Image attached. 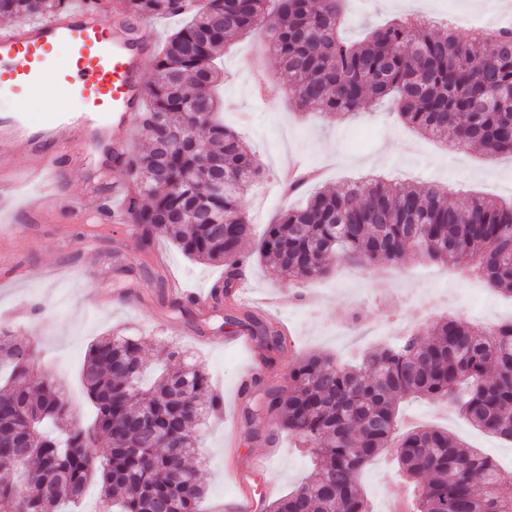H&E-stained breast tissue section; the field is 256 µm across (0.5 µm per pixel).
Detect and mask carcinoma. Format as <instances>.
Listing matches in <instances>:
<instances>
[{
    "label": "carcinoma",
    "mask_w": 512,
    "mask_h": 512,
    "mask_svg": "<svg viewBox=\"0 0 512 512\" xmlns=\"http://www.w3.org/2000/svg\"><path fill=\"white\" fill-rule=\"evenodd\" d=\"M345 0H112L125 18L185 15L155 57L140 113L144 151L113 159L126 174L123 209L153 255L165 236L188 258L224 267L210 287L212 308L231 298L251 254L241 197L262 171L219 115L212 90L226 44L266 26L296 107L352 118L387 97L399 119L455 146L512 155V28L467 33L401 15L360 41L340 36ZM71 0H0V18L25 24L69 9ZM447 186H402L380 178L314 193L302 209L267 225L259 256L297 283L344 262H395L409 250L478 273L512 297V202L474 195L459 207ZM260 348L287 344L277 323L246 312L224 315ZM430 336L432 340L422 341ZM161 372L149 387L133 336L90 345L83 382L94 408L74 425L69 401L34 367V349L0 326V505L10 512L77 507L86 486H101L102 512H198L204 487L188 466L197 425L223 407L203 365L175 345L157 351ZM426 397L456 406L472 426L512 442V320L481 327L440 319L356 365L308 354L271 389L265 414L306 449L313 470L267 512H369L359 480L385 448L419 490L414 512H512V476L496 460L445 431L398 429L400 403ZM108 452H92L98 440Z\"/></svg>",
    "instance_id": "obj_1"
}]
</instances>
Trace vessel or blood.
Wrapping results in <instances>:
<instances>
[{
  "label": "vessel or blood",
  "mask_w": 512,
  "mask_h": 512,
  "mask_svg": "<svg viewBox=\"0 0 512 512\" xmlns=\"http://www.w3.org/2000/svg\"><path fill=\"white\" fill-rule=\"evenodd\" d=\"M66 46L57 56V46ZM156 49L153 29L126 18H107L80 6L65 14L0 34V97L13 109L0 115V141L27 158L24 173L0 156V201L13 197L20 181L41 184L25 202L28 212L48 209L79 219L58 185L64 169L88 170L97 163L102 138L120 137L127 119L141 109L148 66ZM56 76V91H47L46 73ZM39 95L48 112L38 126L27 123L22 102ZM267 460L258 457L249 468H231L239 488L227 512H258L251 479L265 474Z\"/></svg>",
  "instance_id": "1"
}]
</instances>
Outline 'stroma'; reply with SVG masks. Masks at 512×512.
<instances>
[{
  "label": "stroma",
  "mask_w": 512,
  "mask_h": 512,
  "mask_svg": "<svg viewBox=\"0 0 512 512\" xmlns=\"http://www.w3.org/2000/svg\"><path fill=\"white\" fill-rule=\"evenodd\" d=\"M401 10L413 12L410 0H403L397 9L390 0H347L343 34L351 40L363 38L368 29ZM222 62L231 77L219 90L224 123L246 139L265 174L242 200L253 237H260L265 224L313 193L310 185L291 198L282 192L283 168L298 161L318 170L321 185L332 190L349 179L383 175L404 185L448 186L456 204L476 192L512 199L511 156L490 157L477 147L464 149L426 138L400 121L393 102L351 122L320 114L302 121L290 96L274 100L260 96L251 69L267 72L279 85L288 83L278 59L267 49L263 29L231 42ZM90 181V175L79 169L65 170L61 176L66 195L83 213L82 223L52 212L36 224L0 222V269L8 266L15 271L12 277L0 278V324L8 326L19 342L34 346L37 370L71 394L80 418L91 415L80 382L81 366L99 337L112 333L139 337L142 357L149 364L162 341L202 362L224 400L222 414L201 428L196 469L205 487L203 512H218L236 494L235 482L225 470V430L235 434L238 465H248L257 454L267 456V478L275 483L277 494L288 493L310 473L309 455L290 437L281 436L273 446L266 444L273 424L261 410L269 389L287 387L288 371L301 356L320 353L347 361L385 344V337L373 335L370 327L390 309L410 330L446 315L473 320L474 309L485 303L502 318L512 317L511 298L481 282L474 292H467L462 281H450L448 267L411 253L393 263L340 265L304 288L254 257L247 276L256 297L301 291L309 298L322 297L323 302L314 315L293 304L280 311L278 319L290 331L291 342L252 391L240 397L234 393L235 384L249 353L217 346V339L227 335L222 315L196 310L174 314L152 270H127V263L137 255L138 229L100 221L103 196L90 191ZM155 248L166 259L167 276L182 279L190 289H209L222 273L220 267L188 259L169 239L158 241ZM132 283L138 286L135 301L120 303L123 289ZM402 416L416 426L446 429L512 471V443L472 428L456 412H440L432 403L413 401L405 405ZM405 485L392 449L373 459L362 476L372 512H384L390 494Z\"/></svg>",
  "instance_id": "1"
}]
</instances>
